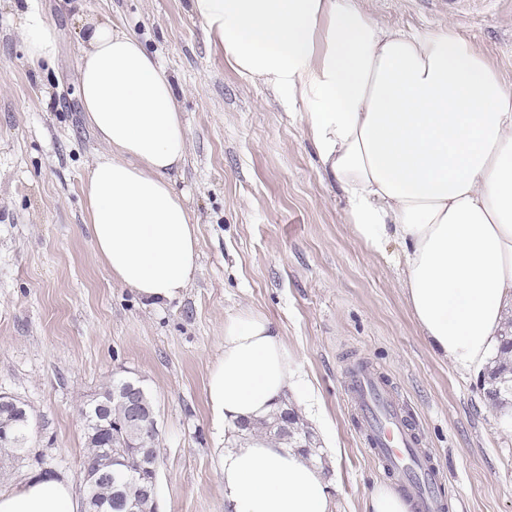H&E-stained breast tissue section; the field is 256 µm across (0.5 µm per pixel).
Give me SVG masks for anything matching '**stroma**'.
<instances>
[{
	"label": "stroma",
	"instance_id": "35a3bbf8",
	"mask_svg": "<svg viewBox=\"0 0 512 512\" xmlns=\"http://www.w3.org/2000/svg\"><path fill=\"white\" fill-rule=\"evenodd\" d=\"M372 18L419 33L453 26L512 83V0H356ZM55 28L53 62L27 58L24 11ZM125 21L165 65L188 129L175 173L199 229L181 297L154 306L112 280L82 191L103 145L77 94L82 17ZM298 114L218 56L190 0H0V393L23 401L27 457L0 454V492L32 472L80 485L79 408L113 379L151 395L161 456L159 512H224L222 435L205 403L227 316L245 308L280 328L313 390L288 398L313 434L334 512H365L384 477L352 415L344 374L389 377L446 476L451 512H512V418L484 401L480 375L439 358L388 256L342 220Z\"/></svg>",
	"mask_w": 512,
	"mask_h": 512
}]
</instances>
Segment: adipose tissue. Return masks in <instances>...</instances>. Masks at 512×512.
Returning a JSON list of instances; mask_svg holds the SVG:
<instances>
[{"label":"adipose tissue","mask_w":512,"mask_h":512,"mask_svg":"<svg viewBox=\"0 0 512 512\" xmlns=\"http://www.w3.org/2000/svg\"><path fill=\"white\" fill-rule=\"evenodd\" d=\"M214 51L246 81L300 113L343 221L370 253L400 250L407 302L437 354L481 370L512 307V86L452 28L411 33L352 0H190ZM27 55L52 61L57 41L22 15ZM77 90L105 145L83 186L89 229L113 279L163 302L188 287L197 226L170 174L188 136L168 72L134 34L85 20ZM302 380L275 323L245 309L224 322L206 403L225 432L217 466L225 512H333L323 469L294 448L245 436ZM70 481L41 472L0 492V512H77Z\"/></svg>","instance_id":"ef3b65f1"}]
</instances>
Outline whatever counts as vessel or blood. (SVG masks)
Here are the masks:
<instances>
[{"label": "vessel or blood", "instance_id": "b4317fda", "mask_svg": "<svg viewBox=\"0 0 512 512\" xmlns=\"http://www.w3.org/2000/svg\"><path fill=\"white\" fill-rule=\"evenodd\" d=\"M347 391L365 428V443L382 472L409 498L413 512H448L442 474L422 446V435L395 400L391 384L373 365L346 375Z\"/></svg>", "mask_w": 512, "mask_h": 512}]
</instances>
